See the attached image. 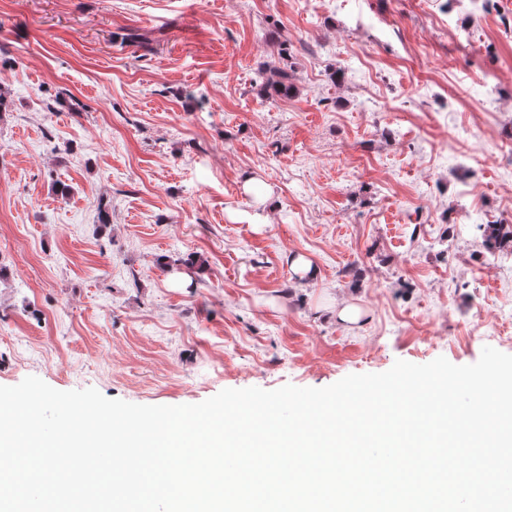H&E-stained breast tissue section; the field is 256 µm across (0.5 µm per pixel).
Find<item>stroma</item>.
Listing matches in <instances>:
<instances>
[{"label":"stroma","mask_w":512,"mask_h":512,"mask_svg":"<svg viewBox=\"0 0 512 512\" xmlns=\"http://www.w3.org/2000/svg\"><path fill=\"white\" fill-rule=\"evenodd\" d=\"M511 21L0 0V385L181 405L512 355V252L478 229L512 224ZM277 69L295 91L272 100Z\"/></svg>","instance_id":"1"}]
</instances>
